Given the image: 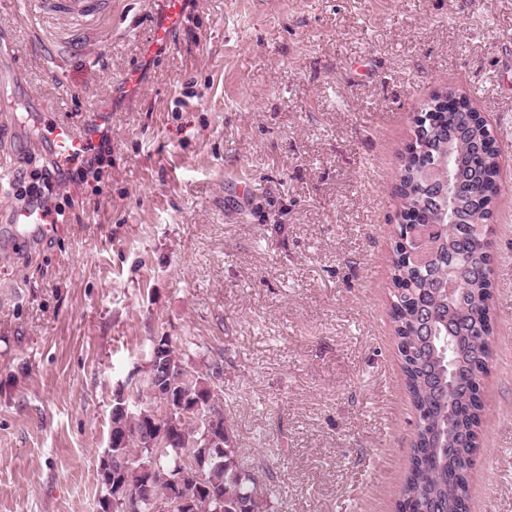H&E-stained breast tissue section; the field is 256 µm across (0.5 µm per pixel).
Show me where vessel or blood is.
<instances>
[{
	"instance_id": "vessel-or-blood-1",
	"label": "vessel or blood",
	"mask_w": 512,
	"mask_h": 512,
	"mask_svg": "<svg viewBox=\"0 0 512 512\" xmlns=\"http://www.w3.org/2000/svg\"><path fill=\"white\" fill-rule=\"evenodd\" d=\"M163 10L152 26V36L147 45V54L167 46L175 28L183 20L184 0H161ZM47 7L78 17L91 16L95 11L92 0H45ZM89 118L83 126L50 119L40 127L37 142L40 148L48 150L58 164H67L85 154L95 144L96 127L103 121V113L97 101L85 103ZM9 223L15 224L18 234H27L30 230L47 232L48 227L40 210L30 206L13 209L8 216Z\"/></svg>"
}]
</instances>
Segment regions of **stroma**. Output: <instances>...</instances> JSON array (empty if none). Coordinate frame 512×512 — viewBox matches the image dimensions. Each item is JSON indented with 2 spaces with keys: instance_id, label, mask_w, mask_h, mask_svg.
I'll use <instances>...</instances> for the list:
<instances>
[{
  "instance_id": "1",
  "label": "stroma",
  "mask_w": 512,
  "mask_h": 512,
  "mask_svg": "<svg viewBox=\"0 0 512 512\" xmlns=\"http://www.w3.org/2000/svg\"><path fill=\"white\" fill-rule=\"evenodd\" d=\"M159 0L72 18L0 0V160L52 165L34 120L109 114L64 223L0 220V512H98L113 397L150 341L224 356V416L269 512H395L415 417L389 319L395 174L446 86L485 112L493 363L470 512H512V0ZM141 73L136 89L121 79ZM159 1L164 7L162 13L155 19L152 26V36L146 48L148 56H152L158 48L168 45L173 31L183 20L184 0Z\"/></svg>"
}]
</instances>
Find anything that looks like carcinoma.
<instances>
[{
    "label": "carcinoma",
    "mask_w": 512,
    "mask_h": 512,
    "mask_svg": "<svg viewBox=\"0 0 512 512\" xmlns=\"http://www.w3.org/2000/svg\"><path fill=\"white\" fill-rule=\"evenodd\" d=\"M413 145L396 173L395 193L404 220L437 224L436 198L420 179L448 147L463 179L478 181V197L460 200L455 222L438 224L434 255L424 265L406 260L405 233L398 225L391 259V319L406 386L416 414L409 466L397 512H467L470 474L479 448L484 418L482 381L493 357L491 337L492 280L488 233L491 203L499 192L497 147L489 126L473 112L437 107L414 118ZM458 282L453 299L448 279ZM167 358L180 368L175 388L200 400V428L178 433L174 440L149 454L139 438L149 422H165L168 409L151 391L154 369L130 403L133 415L112 413L111 426H121L127 442L109 444L108 459L98 472L101 495L140 496L138 512H154V503L181 498L174 512H268L272 491L256 485L239 460L234 433L224 414L207 413L209 401L222 403L221 361L202 359L188 365L185 352L171 344ZM219 441L207 444L205 431ZM182 485H171V475Z\"/></svg>",
    "instance_id": "carcinoma-1"
}]
</instances>
